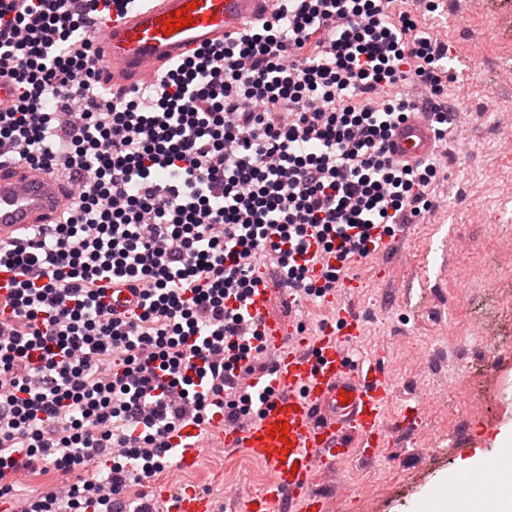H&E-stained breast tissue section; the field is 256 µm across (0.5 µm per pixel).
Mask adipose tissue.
Here are the masks:
<instances>
[{"label": "adipose tissue", "instance_id": "ef3b65f1", "mask_svg": "<svg viewBox=\"0 0 512 512\" xmlns=\"http://www.w3.org/2000/svg\"><path fill=\"white\" fill-rule=\"evenodd\" d=\"M495 445L504 451L499 460L497 497H487L476 484L454 494L441 485L420 499L414 512H512V424L502 428Z\"/></svg>", "mask_w": 512, "mask_h": 512}]
</instances>
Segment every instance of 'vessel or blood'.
Masks as SVG:
<instances>
[{
    "label": "vessel or blood",
    "instance_id": "1",
    "mask_svg": "<svg viewBox=\"0 0 512 512\" xmlns=\"http://www.w3.org/2000/svg\"><path fill=\"white\" fill-rule=\"evenodd\" d=\"M271 0H197L189 26L168 34L166 20L186 7L188 0H146L137 11L114 17L102 28L98 48L103 80L129 91L154 75L171 59L204 43L237 32L243 23L269 12ZM396 158L415 162L433 150L428 123L414 118L400 124L391 138ZM69 181L46 169L22 163H0V240L21 235L30 225L56 223L70 200ZM272 290L258 283L249 311L259 323L267 351L277 352L274 369L258 372L251 381L272 391L269 404L245 426L228 425L215 415L216 444L227 451L245 450L268 471L257 493L244 498L238 512H325V497L313 489L317 464L334 463L362 448L374 456L385 443V385L375 365L360 371L349 365V350L336 338V328L324 327L313 343L288 346L285 321L270 312ZM348 401H341V394ZM287 423L286 440L273 437L274 424ZM177 469L194 470L199 450L192 430L174 437ZM156 497L167 512H212L201 489L157 484Z\"/></svg>",
    "mask_w": 512,
    "mask_h": 512
}]
</instances>
